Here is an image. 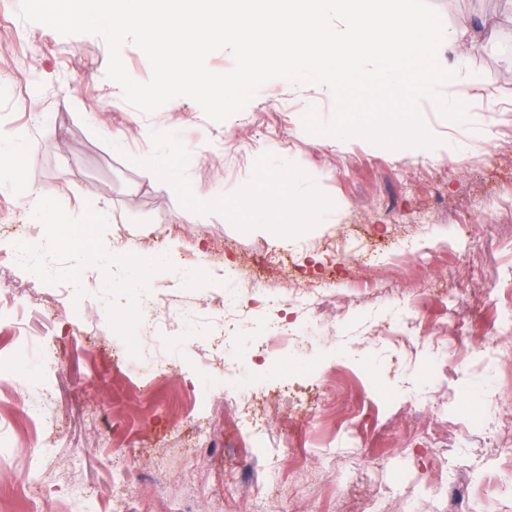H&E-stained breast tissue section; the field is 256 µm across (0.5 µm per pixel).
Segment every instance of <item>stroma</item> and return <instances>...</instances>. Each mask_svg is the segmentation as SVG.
Instances as JSON below:
<instances>
[{"instance_id": "1", "label": "stroma", "mask_w": 512, "mask_h": 512, "mask_svg": "<svg viewBox=\"0 0 512 512\" xmlns=\"http://www.w3.org/2000/svg\"><path fill=\"white\" fill-rule=\"evenodd\" d=\"M430 3L464 35L439 60L469 120L420 102L448 149L409 154L307 132L309 107L332 118L331 93L279 80L222 122L187 97L145 114L106 78L101 37L61 35L0 0V131L36 142L30 183L74 217L107 206V253L170 249L184 268L205 260L213 280L154 276L152 348L168 365L150 374L108 325L101 268L64 297L12 264L15 242L44 233L0 192V305L13 312L0 324V512H341L355 484L382 492L372 512L410 501L439 512L437 481L461 489L465 512H512V330L492 354L477 350L512 315V19L495 0ZM169 143L188 151L175 179L157 162ZM275 153L311 176L315 197L338 201L326 223L280 239L232 210ZM209 200L228 207L224 220L200 222ZM343 235L367 257L390 253L388 290L350 289L363 269L337 253ZM261 251L284 278L243 306L236 355L219 361L209 340L222 331L224 269L249 281ZM275 322L284 340L260 349ZM414 389L429 394L416 407ZM228 391L276 404L265 453L238 438ZM265 465L281 490L257 503L248 487Z\"/></svg>"}]
</instances>
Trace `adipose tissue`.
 I'll use <instances>...</instances> for the list:
<instances>
[{"mask_svg":"<svg viewBox=\"0 0 512 512\" xmlns=\"http://www.w3.org/2000/svg\"><path fill=\"white\" fill-rule=\"evenodd\" d=\"M261 179L266 183L283 186L281 207L290 215L292 224L321 222L336 211V201L319 200L297 192L296 186L304 181L305 174L293 158L274 157L271 165L262 171Z\"/></svg>","mask_w":512,"mask_h":512,"instance_id":"ef3b65f1","label":"adipose tissue"}]
</instances>
